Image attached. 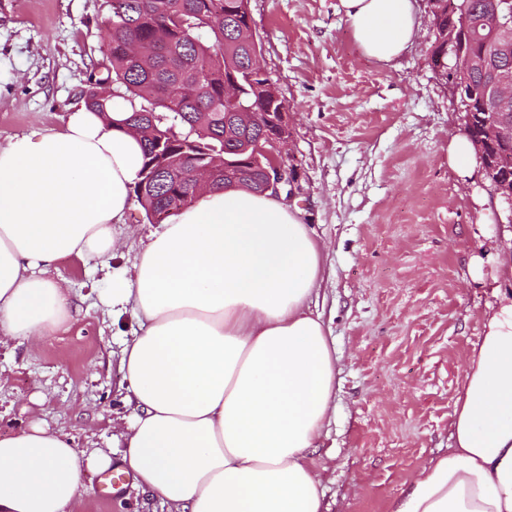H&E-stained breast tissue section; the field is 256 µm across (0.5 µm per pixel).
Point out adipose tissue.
<instances>
[{"mask_svg":"<svg viewBox=\"0 0 512 512\" xmlns=\"http://www.w3.org/2000/svg\"><path fill=\"white\" fill-rule=\"evenodd\" d=\"M354 40L389 64L416 28L412 0H340ZM72 107L61 128L0 146V336L32 341L78 312L49 273L66 256L116 257L132 207L139 139ZM471 255L496 303L466 355L452 444L390 512H512V243L492 212ZM324 248L301 212L243 187L171 215L101 301L132 316L123 342L128 415L111 447L78 450L39 424L0 437V512H70L86 474L117 469L169 512H322L313 453L336 392V357L311 309Z\"/></svg>","mask_w":512,"mask_h":512,"instance_id":"ef3b65f1","label":"adipose tissue"}]
</instances>
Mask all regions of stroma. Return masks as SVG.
<instances>
[{
  "instance_id": "35a3bbf8",
  "label": "stroma",
  "mask_w": 512,
  "mask_h": 512,
  "mask_svg": "<svg viewBox=\"0 0 512 512\" xmlns=\"http://www.w3.org/2000/svg\"><path fill=\"white\" fill-rule=\"evenodd\" d=\"M401 57L380 64L353 39L339 0H250L261 62L288 104L286 151L299 172L289 206L324 244L311 304L336 349L334 411L314 455L325 512H389L393 497L447 453L465 356L494 298L473 283L477 195L484 179L448 165L461 128L445 78L430 63L426 0ZM107 0H0V145L57 129L84 104L106 60ZM162 223L133 205L116 228L114 261L133 267ZM50 276L80 312L40 343L0 344V434L33 422L78 449L112 444L125 414L116 325L95 262L62 258ZM73 512H167L134 487L102 498L89 476Z\"/></svg>"
}]
</instances>
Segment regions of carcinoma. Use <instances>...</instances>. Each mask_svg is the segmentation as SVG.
<instances>
[{"mask_svg": "<svg viewBox=\"0 0 512 512\" xmlns=\"http://www.w3.org/2000/svg\"><path fill=\"white\" fill-rule=\"evenodd\" d=\"M457 12L443 25L459 24V49L468 57L465 96L474 113L469 137L479 134L490 76L473 63L483 57L493 32L484 15L507 7L505 0H455ZM244 0H109L108 65L84 92L87 107L106 112L112 103L128 113L126 128L139 129L143 165L133 186L145 217L187 207L205 188L194 167L224 158L210 190L243 186L260 192L254 167L262 124L239 127L233 113L245 108L277 112L283 107L270 79H250L251 46Z\"/></svg>", "mask_w": 512, "mask_h": 512, "instance_id": "cac0c4a2", "label": "carcinoma"}]
</instances>
